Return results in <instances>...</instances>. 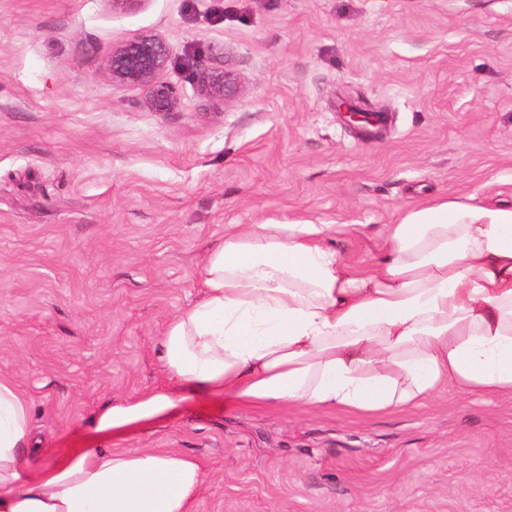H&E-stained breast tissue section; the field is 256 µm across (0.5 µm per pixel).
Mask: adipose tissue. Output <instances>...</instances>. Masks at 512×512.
<instances>
[{
	"instance_id": "1",
	"label": "adipose tissue",
	"mask_w": 512,
	"mask_h": 512,
	"mask_svg": "<svg viewBox=\"0 0 512 512\" xmlns=\"http://www.w3.org/2000/svg\"><path fill=\"white\" fill-rule=\"evenodd\" d=\"M338 230L226 231L206 252L197 298L165 328L169 385L98 411L102 447L33 463L29 401L1 373L0 512H192L204 485L195 458L104 445L184 390L360 416L416 406L448 383L512 396V206L402 211L383 227L382 258L361 269L328 245Z\"/></svg>"
}]
</instances>
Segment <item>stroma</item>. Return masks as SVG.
Here are the masks:
<instances>
[{"label":"stroma","mask_w":512,"mask_h":512,"mask_svg":"<svg viewBox=\"0 0 512 512\" xmlns=\"http://www.w3.org/2000/svg\"><path fill=\"white\" fill-rule=\"evenodd\" d=\"M146 31L172 58L164 114L102 67ZM191 61L237 93L201 95ZM444 199L512 205V0H0V373L36 458L165 384L161 336L229 225L337 224L361 268L400 209ZM108 445L199 460L193 512H512V397L454 386L369 417L186 391Z\"/></svg>","instance_id":"obj_1"}]
</instances>
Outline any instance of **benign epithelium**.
Listing matches in <instances>:
<instances>
[{"label": "benign epithelium", "mask_w": 512, "mask_h": 512, "mask_svg": "<svg viewBox=\"0 0 512 512\" xmlns=\"http://www.w3.org/2000/svg\"><path fill=\"white\" fill-rule=\"evenodd\" d=\"M170 63L164 39L152 32L113 45L104 58V68L112 83L143 90L150 110L157 113L171 112L179 104L175 88L161 80ZM193 76L200 90L213 98L230 96L238 87V77L219 68L198 65ZM336 111L346 114L352 122L369 121V112L348 98L336 103Z\"/></svg>", "instance_id": "7a95c632"}]
</instances>
